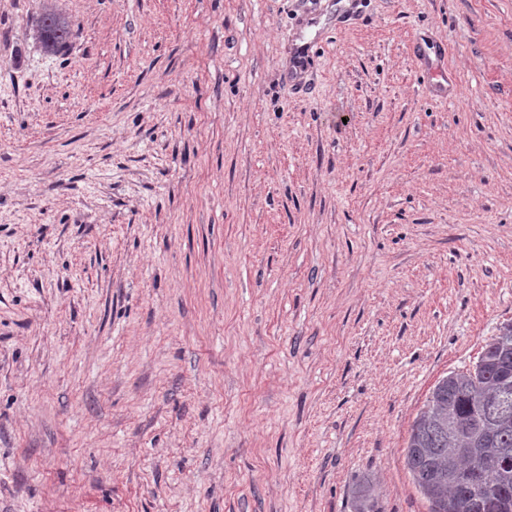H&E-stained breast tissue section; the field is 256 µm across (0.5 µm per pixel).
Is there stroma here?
Here are the masks:
<instances>
[{
	"instance_id": "obj_1",
	"label": "stroma",
	"mask_w": 512,
	"mask_h": 512,
	"mask_svg": "<svg viewBox=\"0 0 512 512\" xmlns=\"http://www.w3.org/2000/svg\"><path fill=\"white\" fill-rule=\"evenodd\" d=\"M45 2L0 0V512H429L412 423L512 324V0H55V55ZM75 33L68 17L48 6L36 26V38L45 52L56 54L68 46Z\"/></svg>"
}]
</instances>
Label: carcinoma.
Masks as SVG:
<instances>
[{
  "instance_id": "1",
  "label": "carcinoma",
  "mask_w": 512,
  "mask_h": 512,
  "mask_svg": "<svg viewBox=\"0 0 512 512\" xmlns=\"http://www.w3.org/2000/svg\"><path fill=\"white\" fill-rule=\"evenodd\" d=\"M68 17L48 6L36 26L45 52L68 46ZM482 369L454 372L431 390L411 428L404 462L430 512H470L465 503L496 507L512 499V325L492 337L480 356Z\"/></svg>"
}]
</instances>
